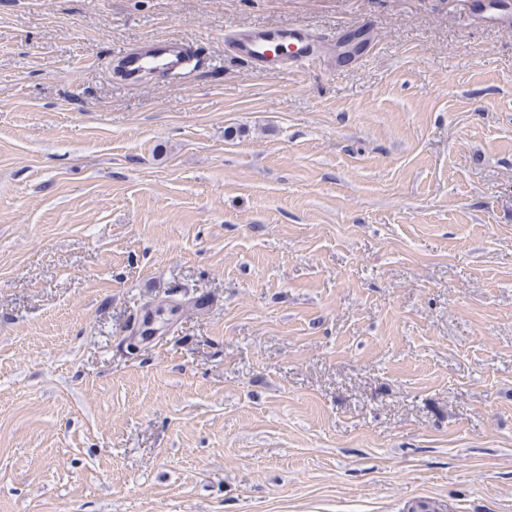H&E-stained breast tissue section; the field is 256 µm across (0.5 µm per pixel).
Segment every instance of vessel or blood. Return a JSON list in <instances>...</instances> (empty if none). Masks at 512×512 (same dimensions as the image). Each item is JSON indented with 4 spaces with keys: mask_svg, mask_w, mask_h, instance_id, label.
I'll list each match as a JSON object with an SVG mask.
<instances>
[{
    "mask_svg": "<svg viewBox=\"0 0 512 512\" xmlns=\"http://www.w3.org/2000/svg\"><path fill=\"white\" fill-rule=\"evenodd\" d=\"M146 44V49L129 51L123 56V67L130 78H139L149 70L181 74L202 58L198 47L173 38L152 37ZM226 46L260 72L301 68L323 61L320 40L307 29H246L229 38Z\"/></svg>",
    "mask_w": 512,
    "mask_h": 512,
    "instance_id": "1",
    "label": "vessel or blood"
}]
</instances>
